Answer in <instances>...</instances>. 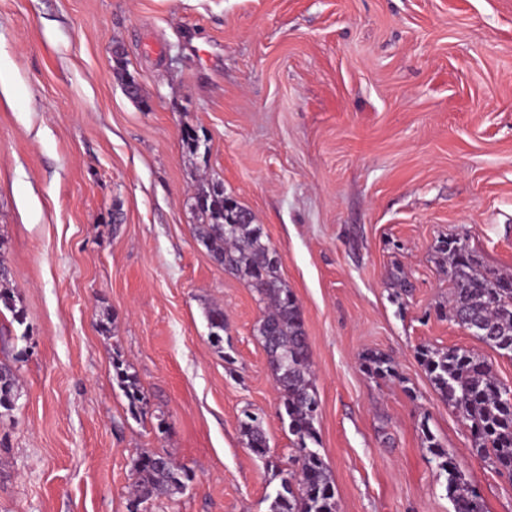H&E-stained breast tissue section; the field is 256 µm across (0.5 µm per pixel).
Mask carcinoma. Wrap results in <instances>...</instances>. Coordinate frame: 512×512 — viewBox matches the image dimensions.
Returning <instances> with one entry per match:
<instances>
[{"instance_id":"1","label":"carcinoma","mask_w":512,"mask_h":512,"mask_svg":"<svg viewBox=\"0 0 512 512\" xmlns=\"http://www.w3.org/2000/svg\"><path fill=\"white\" fill-rule=\"evenodd\" d=\"M181 142L193 157L203 146L197 130L191 127L181 130ZM191 200V210L197 216L196 239L224 270L253 288L265 308L255 332L280 393L279 415L295 436L291 460L297 464V469L281 478V490L268 512H337L331 474L313 448L318 443L315 421L319 404L308 339L300 305L281 279L278 252L261 226L254 223L253 213L224 193L221 179L204 178ZM3 245L0 236V314L6 311L11 316L0 337L7 343L11 339L9 326L24 325L26 314L15 273L1 252ZM435 253L447 267L452 283L449 318L501 355L512 357V274L484 265L461 238L441 239ZM206 318L211 342L219 348L226 328L224 309L211 307ZM416 355L440 397L467 424L473 451L499 476L512 480V389L499 380L485 358L469 349L422 345ZM20 358L18 353L0 360V410L5 412L15 408L20 395L16 368ZM112 369L129 413L145 412L148 394L139 379L117 356L112 358ZM365 369L375 378H397L393 361L381 354L367 357ZM421 427L427 447L441 459L439 466L446 476V492L454 512H483L479 493L467 482L455 458L427 424ZM239 428L247 447L260 455L267 453L261 417L246 411ZM134 470L129 512L169 502L193 480L192 473L166 452L141 453L134 461Z\"/></svg>"}]
</instances>
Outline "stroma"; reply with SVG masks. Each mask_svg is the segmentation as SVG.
I'll return each mask as SVG.
<instances>
[{
  "label": "stroma",
  "mask_w": 512,
  "mask_h": 512,
  "mask_svg": "<svg viewBox=\"0 0 512 512\" xmlns=\"http://www.w3.org/2000/svg\"><path fill=\"white\" fill-rule=\"evenodd\" d=\"M186 125L300 304L338 512H453L425 425L484 512H512V481L416 357L467 347L512 388V359L435 313L440 238L512 273V0H0V234L31 327L0 417V512H127L144 451L194 474L163 512H266L280 488L293 437L254 332L263 305L194 237ZM116 352L148 392L140 418ZM375 353L400 381L366 372ZM245 409L267 456L242 441ZM206 318L210 329V339L214 346L221 348L224 341V330L226 322L224 319V309L218 306L206 310Z\"/></svg>",
  "instance_id": "1"
}]
</instances>
